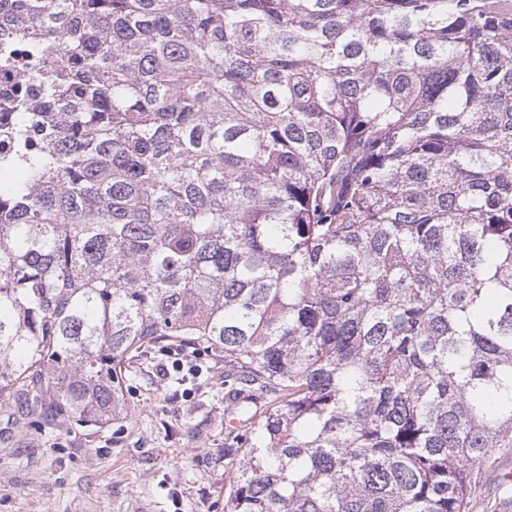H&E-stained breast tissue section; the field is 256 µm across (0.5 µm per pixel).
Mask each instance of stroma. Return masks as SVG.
Masks as SVG:
<instances>
[{
	"instance_id": "35a3bbf8",
	"label": "stroma",
	"mask_w": 512,
	"mask_h": 512,
	"mask_svg": "<svg viewBox=\"0 0 512 512\" xmlns=\"http://www.w3.org/2000/svg\"><path fill=\"white\" fill-rule=\"evenodd\" d=\"M166 343L126 365L105 424L0 407V512H224V364Z\"/></svg>"
}]
</instances>
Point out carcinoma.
I'll return each instance as SVG.
<instances>
[{
  "instance_id": "cac0c4a2",
  "label": "carcinoma",
  "mask_w": 512,
  "mask_h": 512,
  "mask_svg": "<svg viewBox=\"0 0 512 512\" xmlns=\"http://www.w3.org/2000/svg\"><path fill=\"white\" fill-rule=\"evenodd\" d=\"M0 406L224 358V512H469L512 449V0H0ZM262 406L260 419L252 408Z\"/></svg>"
}]
</instances>
